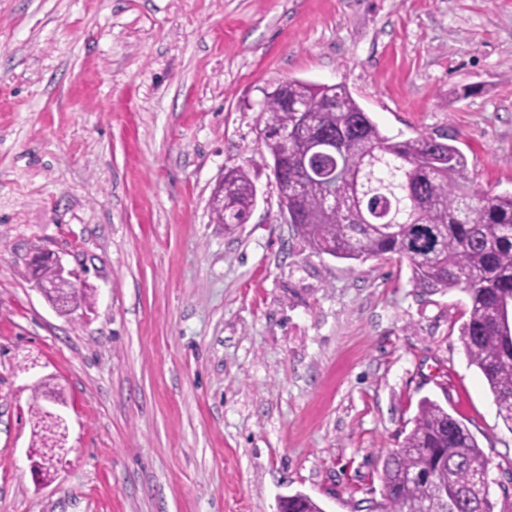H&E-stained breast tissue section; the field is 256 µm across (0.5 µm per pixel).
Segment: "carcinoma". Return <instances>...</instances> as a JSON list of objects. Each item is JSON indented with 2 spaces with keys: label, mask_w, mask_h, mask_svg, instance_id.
Segmentation results:
<instances>
[{
  "label": "carcinoma",
  "mask_w": 512,
  "mask_h": 512,
  "mask_svg": "<svg viewBox=\"0 0 512 512\" xmlns=\"http://www.w3.org/2000/svg\"><path fill=\"white\" fill-rule=\"evenodd\" d=\"M288 100L294 107L283 105L277 86L262 100L263 145L272 165L287 151L300 162L325 151L296 132L304 120L329 136L349 126L352 132L335 159L288 171V181L278 185L280 211L317 253L362 262L396 255L407 260L415 287L466 292L468 316L459 336L512 431V192L478 191L454 136H386L344 85L293 79ZM256 203L249 171L229 168L224 202L210 208L212 220L243 224ZM486 466L468 427L426 397L413 428L384 463L378 512H494L484 510L480 472ZM280 512L323 509L295 493L280 501Z\"/></svg>",
  "instance_id": "cac0c4a2"
}]
</instances>
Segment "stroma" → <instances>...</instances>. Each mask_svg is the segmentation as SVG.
Here are the masks:
<instances>
[{"instance_id": "1", "label": "stroma", "mask_w": 512, "mask_h": 512, "mask_svg": "<svg viewBox=\"0 0 512 512\" xmlns=\"http://www.w3.org/2000/svg\"><path fill=\"white\" fill-rule=\"evenodd\" d=\"M345 85L385 134L458 137L512 192V0H0V512H375L422 398L512 512V431L459 336L468 297L407 261L316 254L263 166L265 91ZM246 223H213L226 169ZM58 253L94 295L59 313ZM68 454L35 483V387ZM224 207L221 201L210 208L212 220L216 224H243L257 203V189L249 171L243 167H233L224 173ZM309 496L302 493L288 495L280 501V512H323Z\"/></svg>"}]
</instances>
